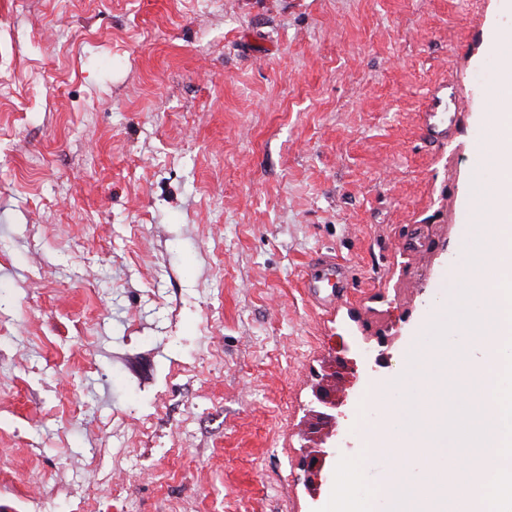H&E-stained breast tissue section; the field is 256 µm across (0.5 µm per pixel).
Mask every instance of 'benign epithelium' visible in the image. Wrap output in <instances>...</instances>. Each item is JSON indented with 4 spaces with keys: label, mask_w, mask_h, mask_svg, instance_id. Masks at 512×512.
I'll return each instance as SVG.
<instances>
[{
    "label": "benign epithelium",
    "mask_w": 512,
    "mask_h": 512,
    "mask_svg": "<svg viewBox=\"0 0 512 512\" xmlns=\"http://www.w3.org/2000/svg\"><path fill=\"white\" fill-rule=\"evenodd\" d=\"M357 379L356 360L336 355L328 366V372L314 387L317 406L309 410L302 433L309 448L305 483L314 494L318 493L325 480L327 465L336 459L337 419L343 415L341 407L346 402L347 390L354 386Z\"/></svg>",
    "instance_id": "1"
}]
</instances>
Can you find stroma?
I'll return each instance as SVG.
<instances>
[{"label":"stroma","mask_w":512,"mask_h":512,"mask_svg":"<svg viewBox=\"0 0 512 512\" xmlns=\"http://www.w3.org/2000/svg\"><path fill=\"white\" fill-rule=\"evenodd\" d=\"M507 29L512 0H0V512L324 506L313 388L356 360L357 455L459 249ZM461 108L460 98L449 86L434 89L423 112L427 134L434 139L448 138L454 126L455 112ZM347 267L335 257L328 254L315 258L306 273L305 288L309 292H316L321 288V283L326 282L331 287L332 300L345 295L348 288Z\"/></svg>","instance_id":"1"}]
</instances>
